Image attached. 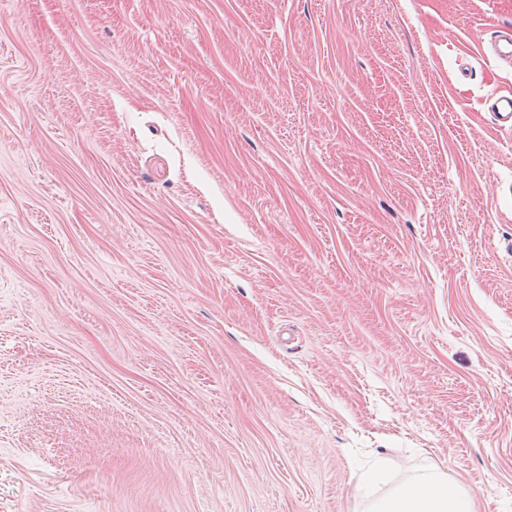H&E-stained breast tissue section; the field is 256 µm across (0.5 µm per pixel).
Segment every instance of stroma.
<instances>
[{
  "mask_svg": "<svg viewBox=\"0 0 512 512\" xmlns=\"http://www.w3.org/2000/svg\"><path fill=\"white\" fill-rule=\"evenodd\" d=\"M512 0H0V512H512ZM495 35L482 44L481 55L497 63H512V26L498 27ZM484 104L490 114L491 123L500 131L512 132V91L496 89L487 93ZM387 467L375 462L356 489L361 512H475L474 497L460 484L448 480L438 466H421L408 479L391 484ZM387 491H378L387 486Z\"/></svg>",
  "mask_w": 512,
  "mask_h": 512,
  "instance_id": "35a3bbf8",
  "label": "stroma"
}]
</instances>
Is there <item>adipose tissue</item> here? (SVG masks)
<instances>
[{"mask_svg": "<svg viewBox=\"0 0 512 512\" xmlns=\"http://www.w3.org/2000/svg\"><path fill=\"white\" fill-rule=\"evenodd\" d=\"M356 494L361 512H475L473 496L447 473L430 464L400 483H392L387 467L374 463L363 474Z\"/></svg>", "mask_w": 512, "mask_h": 512, "instance_id": "obj_1", "label": "adipose tissue"}]
</instances>
